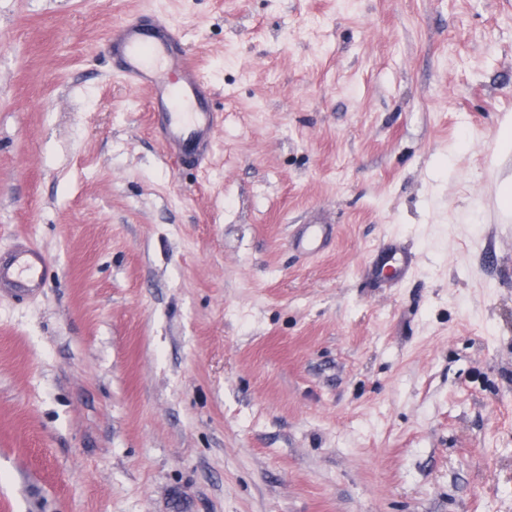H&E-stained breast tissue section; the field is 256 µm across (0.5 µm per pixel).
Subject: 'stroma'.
Wrapping results in <instances>:
<instances>
[{
    "instance_id": "35a3bbf8",
    "label": "stroma",
    "mask_w": 512,
    "mask_h": 512,
    "mask_svg": "<svg viewBox=\"0 0 512 512\" xmlns=\"http://www.w3.org/2000/svg\"><path fill=\"white\" fill-rule=\"evenodd\" d=\"M138 17L209 80L203 168L112 68ZM507 120L512 0H0V251L48 262L0 298V512H512ZM409 265L408 256L397 247H392L375 265V273H387L391 279L402 277Z\"/></svg>"
}]
</instances>
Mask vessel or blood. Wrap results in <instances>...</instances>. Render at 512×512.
<instances>
[{
    "label": "vessel or blood",
    "instance_id": "1",
    "mask_svg": "<svg viewBox=\"0 0 512 512\" xmlns=\"http://www.w3.org/2000/svg\"><path fill=\"white\" fill-rule=\"evenodd\" d=\"M110 48L123 77L152 91L159 132L168 152L186 164H204L215 142L218 115L205 103L204 78L181 36L160 21L149 26L125 21L113 26ZM408 265V256L394 247L376 263L375 270L397 279ZM45 268L44 255L30 246L1 254L0 294H33L43 282Z\"/></svg>",
    "mask_w": 512,
    "mask_h": 512
}]
</instances>
